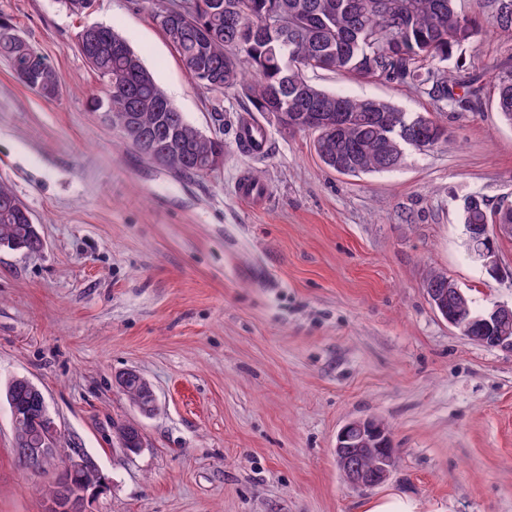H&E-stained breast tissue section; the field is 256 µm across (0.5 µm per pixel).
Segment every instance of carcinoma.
Returning a JSON list of instances; mask_svg holds the SVG:
<instances>
[{"mask_svg": "<svg viewBox=\"0 0 512 512\" xmlns=\"http://www.w3.org/2000/svg\"><path fill=\"white\" fill-rule=\"evenodd\" d=\"M487 18L464 13L458 0H180L154 18L178 54L187 75L214 91L242 92L257 112L277 117L289 133L315 134L314 150L341 175H368L399 168L406 141L424 138L430 149L448 142V129L429 114H409L389 101L356 98L311 82L310 73L329 72L364 80L407 85L430 97L442 112L462 110L479 99V89L458 80L446 63L484 27L512 34V16L501 0H485ZM80 52L106 87L94 111L117 128L142 156L180 173L204 175L224 160V139L189 123L167 98L152 72L112 28L80 31ZM0 55L16 78L45 98L59 91L58 72L6 22H0ZM494 108L512 125V71L497 77ZM315 111H309V108ZM30 214L0 183V246L42 247L30 230ZM463 224H512V207L484 200L463 206ZM449 278L426 277L427 295H438L463 319L482 311L470 300L448 297ZM123 393L138 407L152 403L145 379L135 371L118 376ZM17 406L38 410L39 400L21 383L9 386ZM120 447L143 446L134 425L115 427Z\"/></svg>", "mask_w": 512, "mask_h": 512, "instance_id": "obj_1", "label": "carcinoma"}]
</instances>
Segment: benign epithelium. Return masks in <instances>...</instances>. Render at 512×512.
Masks as SVG:
<instances>
[{
  "label": "benign epithelium",
  "instance_id": "1",
  "mask_svg": "<svg viewBox=\"0 0 512 512\" xmlns=\"http://www.w3.org/2000/svg\"><path fill=\"white\" fill-rule=\"evenodd\" d=\"M466 234L467 245L472 255L488 270L499 267L498 254L490 248L486 231L472 225ZM489 325L497 328L495 335L471 336L469 340L482 346L489 345L512 351V306L499 304L492 306ZM21 381L39 399L38 422L32 424L16 409L12 396H7L12 428L16 434L23 437V443L28 445V448L24 449L28 460L38 472H44L60 461L67 470L80 476L83 485L92 484L101 472L96 459L84 448L60 447V431L49 413L43 392L29 378L23 377ZM384 436L385 426L376 418L353 419L341 428L336 440V463L349 484L373 487L387 479L393 468V458L378 449L379 442ZM347 442L373 461L371 468L348 466L345 448Z\"/></svg>",
  "mask_w": 512,
  "mask_h": 512
}]
</instances>
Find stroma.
<instances>
[{"instance_id": "stroma-1", "label": "stroma", "mask_w": 512, "mask_h": 512, "mask_svg": "<svg viewBox=\"0 0 512 512\" xmlns=\"http://www.w3.org/2000/svg\"><path fill=\"white\" fill-rule=\"evenodd\" d=\"M172 0H95L75 16L60 0H0L9 23L58 71L45 99L0 58V182L30 210L40 250L0 247V512H45L53 474L15 458L8 382L44 393L62 446L87 449L107 477L86 512H363L402 494L422 512H512V352L451 327L422 287L452 279L475 308L512 305L467 247L466 199L512 202V125L482 97L438 113L413 89L324 75L356 97L435 112L448 142L398 169L340 175L233 91L187 77L153 19ZM103 23L142 57L185 118L224 139V161L186 176L144 159L92 111L104 85L78 49ZM484 88L512 70V37L464 45ZM261 127L267 150L236 140ZM261 179L268 204L236 194ZM139 371L158 410L142 414L116 376ZM375 417L397 463L381 485H349L339 429ZM140 427L138 453L112 426Z\"/></svg>"}]
</instances>
